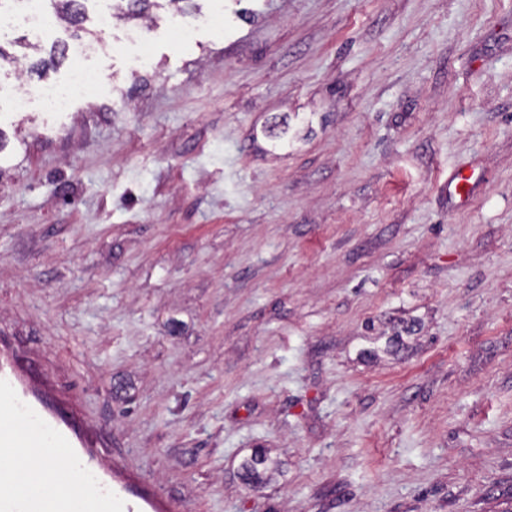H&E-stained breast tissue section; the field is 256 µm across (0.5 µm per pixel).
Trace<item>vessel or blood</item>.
Segmentation results:
<instances>
[{"instance_id": "obj_1", "label": "vessel or blood", "mask_w": 512, "mask_h": 512, "mask_svg": "<svg viewBox=\"0 0 512 512\" xmlns=\"http://www.w3.org/2000/svg\"><path fill=\"white\" fill-rule=\"evenodd\" d=\"M27 371L17 362V352L10 342L0 341V412L8 420L0 424V449L18 452L35 446L48 453L64 451L69 467L79 480L51 498L23 494L15 487V474L0 473V512H160L153 498L135 493L119 479L115 467L84 446L88 427L80 411L63 417L50 411L43 395L26 383ZM95 489L86 495L85 486Z\"/></svg>"}]
</instances>
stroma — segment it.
Here are the masks:
<instances>
[{"mask_svg": "<svg viewBox=\"0 0 512 512\" xmlns=\"http://www.w3.org/2000/svg\"><path fill=\"white\" fill-rule=\"evenodd\" d=\"M184 7L66 111L0 101V338L172 512H497L512 0ZM200 23L201 20L199 18H192L169 22L163 26L159 24H142L133 26L127 30L126 42L132 47H136L139 50L140 48L142 49L143 52H140L135 57V62L138 66H144L148 63L144 48L150 40L157 36L165 35L169 31L172 32L174 29L183 36H189ZM269 457L264 450L256 451L241 464L242 477L248 485L259 484L269 468Z\"/></svg>", "mask_w": 512, "mask_h": 512, "instance_id": "1", "label": "stroma"}]
</instances>
